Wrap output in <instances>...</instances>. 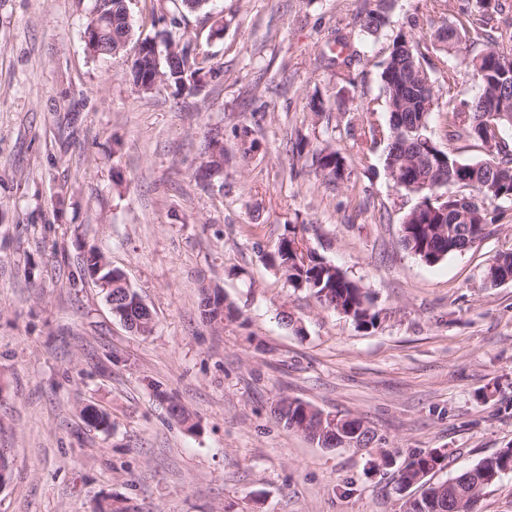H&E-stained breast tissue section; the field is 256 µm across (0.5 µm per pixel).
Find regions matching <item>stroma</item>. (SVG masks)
<instances>
[{
  "mask_svg": "<svg viewBox=\"0 0 512 512\" xmlns=\"http://www.w3.org/2000/svg\"><path fill=\"white\" fill-rule=\"evenodd\" d=\"M94 4L0 0V512H403L393 478L413 455L444 449L440 481L512 444V282L481 279L512 248V205L471 250L426 265L399 241L413 198L387 178L384 144L359 136L388 121L393 37L428 39L458 0L439 13L394 0L348 69L320 55L365 0H214L211 14L127 0L135 34L98 58ZM145 39L191 41L221 72L191 93L139 92L129 66ZM214 133L228 156L203 182ZM299 136L333 141L348 178L326 185L294 154ZM292 225L368 289L375 328L264 264ZM93 247L151 308L150 335L113 317L84 270ZM205 285L241 321L203 322ZM284 396L363 418L381 446L310 443L271 417ZM88 405L109 428L85 424Z\"/></svg>",
  "mask_w": 512,
  "mask_h": 512,
  "instance_id": "35a3bbf8",
  "label": "stroma"
}]
</instances>
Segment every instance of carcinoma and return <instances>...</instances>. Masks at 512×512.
<instances>
[{"mask_svg":"<svg viewBox=\"0 0 512 512\" xmlns=\"http://www.w3.org/2000/svg\"><path fill=\"white\" fill-rule=\"evenodd\" d=\"M99 2L93 19L98 33L87 50L93 57L117 55L132 36L125 0ZM377 2V8L363 9L349 34H335L327 46L339 44L348 48L353 41L376 40L389 22L386 0ZM503 8L502 0H462L454 21L446 24L429 45L415 40L408 32H398L380 72L389 121L384 127L369 125L368 134L373 142H386L383 169L393 186L416 199L402 216L400 241L411 255L429 266L469 251L487 235V225L492 222L489 206L512 203V137L506 134L512 131V23L502 27L490 24V16ZM171 47V61H159L150 50L133 58L131 70L139 90L154 89L146 82L148 75L158 78L160 84L184 87L197 75L215 71L208 58L195 53L191 43H173ZM431 47L445 56L440 68L427 57ZM464 48L478 50L462 59L471 71L475 88L472 93L461 88L457 64L446 60L448 56L457 57ZM440 80L446 84L448 95L442 106L436 90ZM440 109L446 112L444 137L448 143L472 141L487 158L465 162L451 149L440 147L429 133L430 116ZM490 112L504 113L497 121L500 140L495 142L493 151L488 149L489 140L494 138L488 126ZM205 152L210 154V168L220 169L224 163L220 139L208 138ZM312 155L316 173L325 182L334 185L344 180L346 158L331 142L316 147ZM444 193L448 194L447 199H434V195ZM264 260L292 288H305L317 298L329 290L321 304L343 314L358 328L368 330L377 326L379 312L374 309L367 289L310 249L296 228H288L274 249L264 254ZM99 265L102 270L98 278L112 279L114 316L120 320L137 313V308L126 302L136 291L130 289L121 272L108 268L103 253L91 252L86 271ZM508 277L512 278L511 249L496 254L483 274L485 284L491 287ZM199 307L201 316L209 323L240 317L238 309L226 301L217 286L201 288ZM279 402L284 407L273 411L277 420L309 441L321 444L322 410L298 399L289 402L282 397ZM353 423L351 439L358 445H369L375 438L374 431L360 417L353 418ZM445 459L446 454L438 448L414 455L399 471L397 488L425 483L430 473L444 467ZM508 472H512V446L501 448L448 478L443 500L435 502L426 496L417 499L412 512H475L484 490Z\"/></svg>","mask_w":512,"mask_h":512,"instance_id":"carcinoma-1","label":"carcinoma"}]
</instances>
